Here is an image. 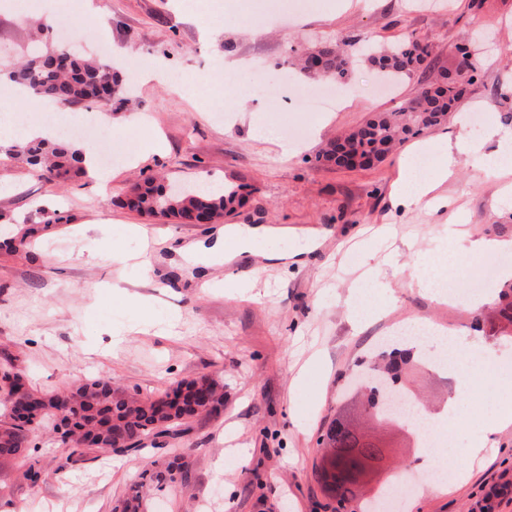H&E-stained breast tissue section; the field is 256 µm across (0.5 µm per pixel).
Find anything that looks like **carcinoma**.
<instances>
[{
    "instance_id": "obj_1",
    "label": "carcinoma",
    "mask_w": 512,
    "mask_h": 512,
    "mask_svg": "<svg viewBox=\"0 0 512 512\" xmlns=\"http://www.w3.org/2000/svg\"><path fill=\"white\" fill-rule=\"evenodd\" d=\"M394 83L402 81L429 55L428 45L417 39L377 49L369 44L359 48ZM459 68L441 71L436 79L415 93L407 107L396 112H377L344 137L333 140L316 156V161L343 170H367L383 162L390 149L423 131L448 121L462 92L459 88L471 69L467 45L458 47ZM321 61L319 74L332 80L347 77L354 55L341 47L322 46L300 58L301 68L311 70L309 61ZM9 78L31 95L53 103L72 106L97 104L109 100L119 109L121 78L111 66L82 56L63 44L45 42L20 61ZM0 153L41 172L48 181H62L72 172L84 170L91 150L69 138L56 141L32 139L8 147ZM168 184L147 178L117 200L123 209L139 214L175 220L180 224H204L237 210L243 203V186L226 184L217 191L194 186L176 194ZM51 408L37 421L20 418L0 424V456L23 453L38 428L50 424L61 442L73 444L82 453L101 450L137 452L146 438L176 435L180 427L195 419L218 412L224 406L220 386L203 375L177 385L172 393L160 397H137L96 378L78 382L71 388L51 394ZM322 445L332 457L356 462L373 458L379 449L366 444L355 430L336 422L325 432ZM188 461L176 456L164 464L151 461L139 475L132 493L122 501V512H144L142 488L162 490L177 477L186 476Z\"/></svg>"
}]
</instances>
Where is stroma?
Segmentation results:
<instances>
[{"instance_id": "stroma-1", "label": "stroma", "mask_w": 512, "mask_h": 512, "mask_svg": "<svg viewBox=\"0 0 512 512\" xmlns=\"http://www.w3.org/2000/svg\"><path fill=\"white\" fill-rule=\"evenodd\" d=\"M307 0L300 10L272 12L262 35L252 17L259 0H29L30 15L48 14L50 41L91 51L112 46L113 64L129 88L122 110L96 108L99 126L136 145L134 163L113 165L106 186L86 175L49 182L29 167L0 163V241L21 228L60 220L26 248L0 249V370L22 372L41 392L61 391L85 378H109L143 396L171 391L208 374L224 390V410L196 419L186 434L158 446L146 439L136 453L73 452L56 433L38 430L27 452L0 457V512H113L148 460L186 456L182 484L146 495L148 512H332L336 501L322 480L327 457L319 436L336 420L358 426L368 442L391 451L389 471L419 457L409 428L376 423L361 411L360 363L394 331L415 321L469 341L490 368L512 359V321L501 313L504 284L488 287L491 302L440 301L408 286V267L456 242L429 235L435 218L422 205L404 206L394 193L407 146L368 170L316 162L325 144L375 112L406 106L425 85L430 67L455 70L458 47L470 42L478 72L458 111L479 116L469 140L484 152L490 124L512 127V0H452L424 8L414 0ZM16 0H0V54L22 55L30 30ZM73 11L91 26L63 34L55 21ZM377 45L406 39L428 44L427 64L393 90L358 60L341 104L313 115L297 98L319 76L292 64L329 41ZM236 62L223 82L201 91L171 76L216 71ZM305 123L301 147L280 135L265 139L257 125ZM159 152H140L142 140ZM169 179L243 185L245 204L220 224H178L122 209L134 182ZM493 169L460 158L439 188L456 199L475 237L512 236V198ZM228 224L288 227L276 247L302 260L273 266L244 257L229 264L186 260L180 246L210 253ZM143 256L148 272L117 269L114 249ZM396 252L398 265L387 261ZM367 266L391 300L383 313L360 312L349 289ZM212 288H201L202 280ZM379 283V284H380ZM179 312L171 326L164 311ZM409 389L425 415L443 414L457 390L450 373L415 370ZM501 396L494 385L469 390L457 426L434 468H420L424 488L409 493L400 512H512V424L488 433ZM484 444L480 457L470 448ZM43 477L22 478L29 464Z\"/></svg>"}]
</instances>
